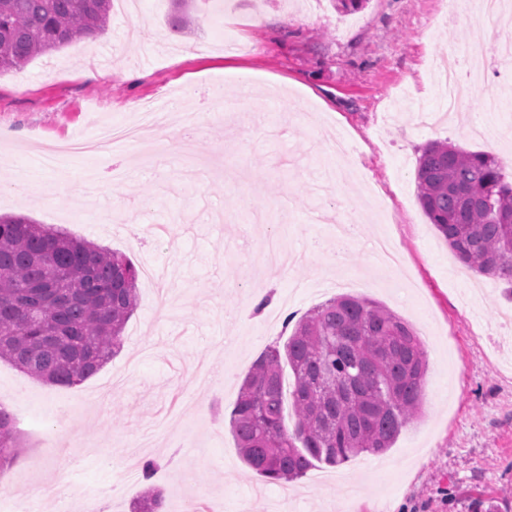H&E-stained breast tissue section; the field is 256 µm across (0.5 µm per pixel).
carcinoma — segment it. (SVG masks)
Listing matches in <instances>:
<instances>
[{"mask_svg":"<svg viewBox=\"0 0 512 512\" xmlns=\"http://www.w3.org/2000/svg\"><path fill=\"white\" fill-rule=\"evenodd\" d=\"M112 0H0V75L109 25ZM420 206L470 270L512 285V181L501 162L447 142L427 144ZM139 271L123 253L26 217L0 215V359L72 387L122 347ZM289 367L296 415H283ZM427 358L413 328L382 305L340 295L295 324L245 376L230 413L246 466L270 482L382 455L421 413ZM16 427L0 408V469L17 459Z\"/></svg>","mask_w":512,"mask_h":512,"instance_id":"1","label":"carcinoma"}]
</instances>
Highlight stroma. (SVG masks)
Here are the masks:
<instances>
[{
	"instance_id": "35a3bbf8",
	"label": "stroma",
	"mask_w": 512,
	"mask_h": 512,
	"mask_svg": "<svg viewBox=\"0 0 512 512\" xmlns=\"http://www.w3.org/2000/svg\"><path fill=\"white\" fill-rule=\"evenodd\" d=\"M171 0H139L135 16L113 9L96 47L73 42L0 76V214L68 226L75 235L166 266L177 299L159 318L153 288L138 280V306L121 351L80 385L45 383L0 360V405L30 409L42 422L18 425L19 457L0 473V493L36 512H80L95 493L103 512H131L145 486L139 457L158 463L152 483L165 512H475L476 500L512 512V314L503 282L465 267L423 213L417 159L441 140L497 155L512 177V107L499 106L500 78L487 70L461 119L446 117L435 68L457 35L499 55L490 20L461 0L444 21L443 0H367L344 12L334 0H194L184 30L170 24ZM190 42L207 51L187 56ZM141 79H125L126 71ZM253 83L241 97L238 80ZM240 100L241 113L209 120V87ZM179 97L198 113L197 137L181 144L169 122L143 140L99 155L95 193L78 202L41 168L44 144L91 136L98 125L131 122L146 102ZM349 154L324 181L336 136ZM40 167L34 186L20 172ZM111 207L114 221L96 220ZM360 215L359 235L336 251V227ZM388 235L404 271L389 279L376 256ZM355 278L351 295L404 319L428 359L421 415L383 456L343 467L318 465L293 483H273L243 463L229 415L243 378L270 346L285 343L287 316L326 302L321 279ZM269 297L262 312L258 298ZM83 403L69 415L70 401ZM56 452H48V440ZM142 444L128 456L131 442Z\"/></svg>"
}]
</instances>
